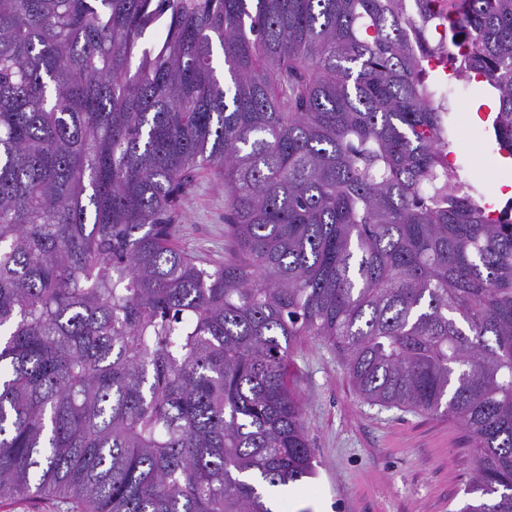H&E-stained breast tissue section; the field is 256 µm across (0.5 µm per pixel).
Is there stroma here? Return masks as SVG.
Here are the masks:
<instances>
[{"label": "stroma", "mask_w": 512, "mask_h": 512, "mask_svg": "<svg viewBox=\"0 0 512 512\" xmlns=\"http://www.w3.org/2000/svg\"><path fill=\"white\" fill-rule=\"evenodd\" d=\"M459 136L449 162L492 197L512 184V164L500 157L487 129L484 97L465 84L444 85ZM177 244L202 263L222 262L224 189L207 173L193 177L181 203ZM316 460L314 478L281 492L279 512H460L470 502L474 448L457 422L364 402L342 359L326 342L305 336L289 360Z\"/></svg>", "instance_id": "stroma-1"}]
</instances>
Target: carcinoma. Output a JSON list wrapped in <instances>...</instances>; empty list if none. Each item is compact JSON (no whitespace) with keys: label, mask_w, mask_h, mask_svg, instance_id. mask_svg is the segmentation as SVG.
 Instances as JSON below:
<instances>
[{"label":"carcinoma","mask_w":512,"mask_h":512,"mask_svg":"<svg viewBox=\"0 0 512 512\" xmlns=\"http://www.w3.org/2000/svg\"><path fill=\"white\" fill-rule=\"evenodd\" d=\"M0 0V500L273 512L315 474L288 362L446 416L512 512V219L425 64L495 101L512 0ZM224 57L223 76L214 46ZM224 261L174 243L195 173Z\"/></svg>","instance_id":"carcinoma-1"}]
</instances>
